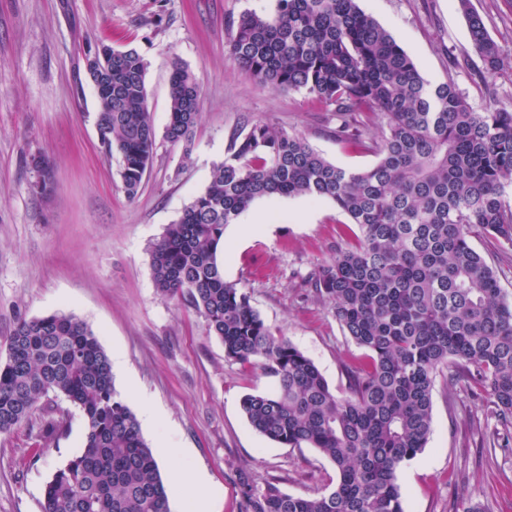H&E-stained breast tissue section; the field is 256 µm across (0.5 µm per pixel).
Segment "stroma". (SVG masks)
Returning a JSON list of instances; mask_svg holds the SVG:
<instances>
[{"label": "stroma", "instance_id": "1", "mask_svg": "<svg viewBox=\"0 0 512 512\" xmlns=\"http://www.w3.org/2000/svg\"><path fill=\"white\" fill-rule=\"evenodd\" d=\"M413 58L425 79L454 81L475 111L512 102V0H471L504 64L473 78L451 70L471 50L459 0H359ZM276 0H0V361L20 319L76 315L106 351L121 352L116 392L135 413L160 412L142 424L162 478L171 469L205 470L219 491L217 512H239L237 475L251 471L293 495L326 492L332 463L313 448H288L258 434L240 408L245 394L272 380L228 361L202 316L157 294L149 247L208 185L229 137L244 119L302 136L347 170L371 167L374 154L336 141L333 113L305 93L259 84L230 54L233 22L248 11L273 14ZM136 48L147 62L146 106L156 129L169 112L173 62L194 74L200 118L190 144L158 138L135 198H127L119 156L101 148L98 101L84 64L87 45ZM46 177L47 194L34 183ZM265 222L243 237L224 231V277L246 288L276 335L287 338L343 391V366L367 357L344 335L328 301L301 279L329 262L349 218L332 201L277 197L256 202ZM63 423L44 444L40 416L0 435V512H41L52 475L80 449L85 420L50 397ZM496 422L488 399L466 385L436 381L426 448L399 473L405 512H512V453L492 447Z\"/></svg>", "mask_w": 512, "mask_h": 512}]
</instances>
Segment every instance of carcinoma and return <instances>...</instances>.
I'll use <instances>...</instances> for the list:
<instances>
[{"instance_id":"carcinoma-1","label":"carcinoma","mask_w":512,"mask_h":512,"mask_svg":"<svg viewBox=\"0 0 512 512\" xmlns=\"http://www.w3.org/2000/svg\"><path fill=\"white\" fill-rule=\"evenodd\" d=\"M485 69L503 58L470 0H459ZM112 51L86 71L105 152L119 154L122 188L135 197L157 132L146 107L147 63ZM230 51L259 83L303 91L336 114V140L369 150L375 165L337 167L297 134L245 121L213 165L205 190L151 249L159 295L185 301L224 345V356L272 378L241 409L252 428L289 448H315L333 465L334 488L296 496L275 482L238 476L240 512H404L398 473L432 431L436 378L488 395L502 437L512 436V302L499 271L471 246L480 235L512 249V106L473 110L450 82L430 84L358 0H277L273 15L246 12ZM199 86L176 61L164 138L189 143ZM383 120L379 137L362 128ZM330 199L358 233L305 279L344 334L368 352L346 366L342 395L315 363L277 337L246 289L224 279V230L257 200ZM86 422L80 451L46 484L43 512H169L156 449L113 386L99 338L73 314L21 320L0 363V434L28 424L49 394ZM61 421L48 411L49 445Z\"/></svg>"}]
</instances>
